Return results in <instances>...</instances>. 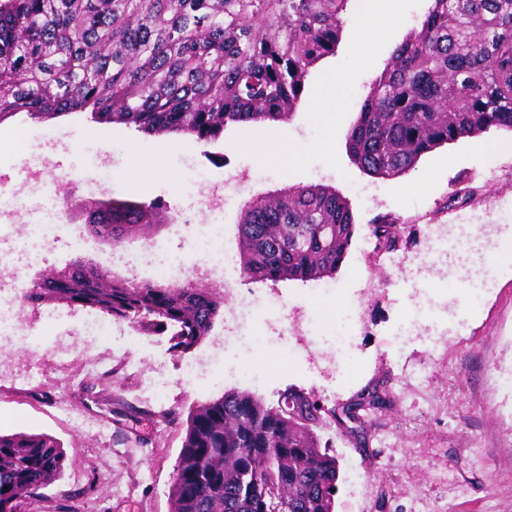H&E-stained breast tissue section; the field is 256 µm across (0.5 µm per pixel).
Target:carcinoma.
<instances>
[{
	"label": "carcinoma",
	"instance_id": "carcinoma-1",
	"mask_svg": "<svg viewBox=\"0 0 512 512\" xmlns=\"http://www.w3.org/2000/svg\"><path fill=\"white\" fill-rule=\"evenodd\" d=\"M349 0H0V122L20 112H73L147 134L216 140L230 123L283 121L312 67L333 55ZM492 129L512 132V0H430L418 26L370 85L346 144L354 162L399 177L435 148ZM465 185L448 195L473 200ZM81 232L118 243L173 224L161 205L85 204ZM398 221L372 226L395 247ZM356 227L347 202L322 186L292 187L247 206L239 263L251 282H320L340 269ZM32 305L98 309L187 352L224 309V285L101 274L75 260L64 280L29 290ZM386 379L344 409L391 401ZM336 424L313 391L290 387L275 404L227 391L187 420L169 492L171 512H334L340 464L319 432ZM66 453L46 434L0 433V512L44 498ZM87 487L52 512H81Z\"/></svg>",
	"mask_w": 512,
	"mask_h": 512
}]
</instances>
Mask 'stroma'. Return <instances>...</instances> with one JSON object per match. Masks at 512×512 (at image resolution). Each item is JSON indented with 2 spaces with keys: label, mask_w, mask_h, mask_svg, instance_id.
<instances>
[{
  "label": "stroma",
  "mask_w": 512,
  "mask_h": 512,
  "mask_svg": "<svg viewBox=\"0 0 512 512\" xmlns=\"http://www.w3.org/2000/svg\"><path fill=\"white\" fill-rule=\"evenodd\" d=\"M428 6L429 0H375L380 47L364 65L348 52L357 15L347 10L335 54L311 68L289 120L230 124L212 142L182 138L143 185L128 181L130 161L149 152L158 136L114 125L110 151L90 139L77 150L74 138L96 126L90 113L51 121L21 113L0 122V175L18 176V155L36 152L55 136L65 144L57 156L63 169L91 160L77 182L58 187L59 197L159 202L197 223L220 222L234 251L243 208L291 187H333L356 223L325 292L299 281L253 283L236 265L196 268L185 231L174 224L116 247L89 235L49 243L44 261L19 279V287L31 288L77 257L121 277L124 260L134 257L138 278L154 280L156 255L177 254L187 264L186 278L233 284L229 307L238 296L248 297L244 323L275 343L237 350L232 361L241 373L230 377L211 362L224 337L223 320L186 353L172 350L168 335L115 321L93 347L64 357L57 339L76 341L96 309L20 305L23 325L40 338L44 370L36 385H23L17 375L26 349L0 350V432L44 433L62 445L68 461L62 478L44 491L47 504L90 485L94 492L82 512H170L186 418L200 405L234 390L273 404L288 388L300 387L331 407L386 376L393 404L372 418L367 452H358L337 428L320 433L341 465L335 512H512V132L492 130L441 145L394 179L365 173L346 147L373 79ZM334 85L343 111L310 112L312 99ZM489 140L499 143L498 152L485 149ZM231 172L241 183L224 189L223 210L200 211L199 199ZM463 181L481 187L482 196L449 204ZM39 203L37 195L25 194L0 215V250L9 251L34 223ZM385 215L398 218L399 243L376 255L368 242L375 219ZM433 224L448 225L456 241L447 260L427 253ZM417 306L425 312L418 329L408 340L397 339L403 317ZM323 307L339 314L354 307L361 316L343 350L324 344ZM281 315L303 322V341L284 334ZM191 361L208 366V381L184 382L182 370ZM101 403L112 404L113 413L100 415Z\"/></svg>",
  "instance_id": "obj_1"
}]
</instances>
